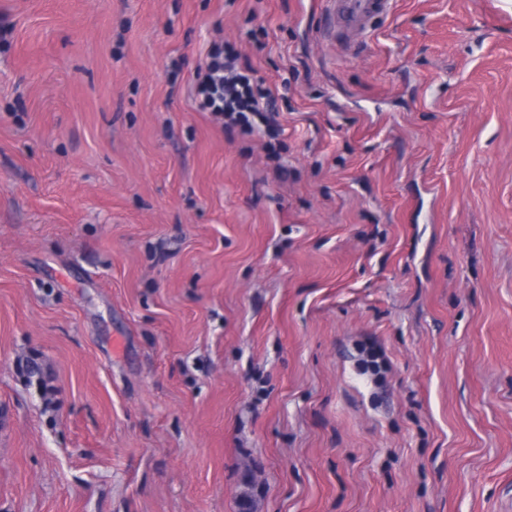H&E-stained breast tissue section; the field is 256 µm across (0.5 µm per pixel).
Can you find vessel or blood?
I'll return each mask as SVG.
<instances>
[{
	"mask_svg": "<svg viewBox=\"0 0 512 512\" xmlns=\"http://www.w3.org/2000/svg\"><path fill=\"white\" fill-rule=\"evenodd\" d=\"M322 4L327 28L344 33V46L349 50L365 42L373 21L394 8V0H322Z\"/></svg>",
	"mask_w": 512,
	"mask_h": 512,
	"instance_id": "b4317fda",
	"label": "vessel or blood"
}]
</instances>
